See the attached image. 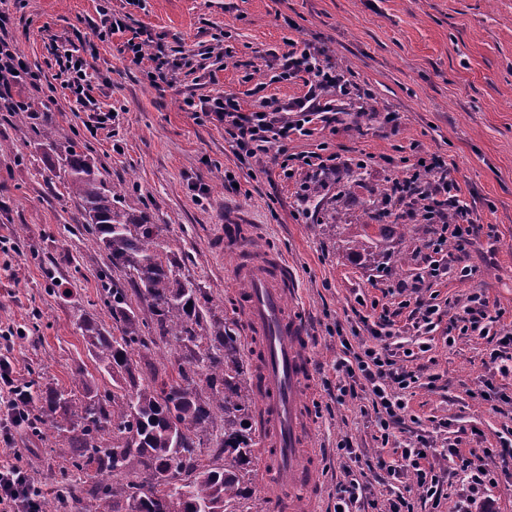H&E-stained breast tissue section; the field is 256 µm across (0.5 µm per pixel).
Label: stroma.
Listing matches in <instances>:
<instances>
[{
	"label": "stroma",
	"mask_w": 512,
	"mask_h": 512,
	"mask_svg": "<svg viewBox=\"0 0 512 512\" xmlns=\"http://www.w3.org/2000/svg\"><path fill=\"white\" fill-rule=\"evenodd\" d=\"M103 5L128 16L131 27L164 35L172 50L189 52L191 65L174 86L152 87L143 64L120 52L121 35L98 38ZM0 11L10 16L18 50L48 77L57 71L53 47L73 48L81 35L92 39L87 71L98 100L116 111L112 125L99 130L66 90L22 84L14 96L28 106L24 117L0 112V236L15 246L0 253V323L25 330L13 351L23 383L70 390L82 374L95 387L112 385L79 329L85 315L109 323L98 276L112 267L95 235L75 230L79 201L41 145L48 125L121 188L126 209L167 225V246L215 301H235L237 257L224 250L225 213L247 215L253 242L287 255L297 279L293 300L312 330L308 357L318 402L310 440L320 454L313 512H326L336 499L343 465L337 444L351 439L360 455L377 447L362 400L339 402L326 390L339 381L336 332L351 330L344 313L357 297L383 300L395 311V289L417 286L423 297L458 311L481 290L504 322L512 321V0H141L137 7L126 0H0ZM292 41L323 49L345 80L374 97H346L335 129L288 140L292 153L337 155L336 169L287 176L266 157L245 168L223 125L185 111L183 99L233 93L247 107L259 83L264 95L283 102L303 96V80L278 77ZM386 112L398 114V133L380 123ZM427 154L450 164L463 202L485 227L465 251L453 252L451 271L437 279L426 275L434 227L412 205H397L395 224L383 233L368 226L365 213ZM228 172L239 190L229 189ZM359 239L363 251L351 252ZM463 266L472 269L465 279L456 273ZM447 334L440 324L432 350L415 362L420 379L409 429L437 449L455 442L497 447L512 429V381L485 366L484 339L449 346ZM486 380L498 394L485 401L475 393ZM442 421L448 429H439ZM461 424L478 427L480 436L456 439ZM15 446L44 497H56L52 438L27 428Z\"/></svg>",
	"instance_id": "1"
}]
</instances>
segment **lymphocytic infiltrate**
<instances>
[{
  "instance_id": "f902f5d3",
  "label": "lymphocytic infiltrate",
  "mask_w": 512,
  "mask_h": 512,
  "mask_svg": "<svg viewBox=\"0 0 512 512\" xmlns=\"http://www.w3.org/2000/svg\"><path fill=\"white\" fill-rule=\"evenodd\" d=\"M7 24V16L0 13V108L11 111L18 107L11 95L12 87L22 83L41 85L42 74L32 69L15 47ZM101 24L104 34L125 35L124 48L134 57L148 58L145 78L154 87L174 85L188 64L187 57L169 53L163 42L144 37L139 30L129 31L123 18L106 14ZM283 67L285 77H305L308 90L304 96L285 103L265 97L247 111L236 96L227 94L211 99L205 108L210 120L223 124L224 136L241 164L252 165L269 154L282 170H289L298 160L284 146L290 135L308 136L313 125L332 128L340 121L338 98L347 95L348 90L323 52L291 48ZM59 73L62 88L69 90L84 111L94 113L98 126H107L113 113L103 110L95 96L84 59L66 55L59 63ZM460 193L447 165L437 158L413 164L405 176L389 186V204L416 202L419 216L434 227L430 248L435 258L429 263V277L447 274L448 267L441 264L439 256L449 244L465 247L482 230L468 207L461 205ZM401 305L408 308L417 335L414 347L402 350L392 345L393 323L384 313L374 321L361 317L363 335L357 342L345 337L340 340L336 371L341 381L337 390L343 398L368 395L379 447L364 458V472L344 468L337 484L336 503L342 512H442L448 498L444 489L448 473L440 463L451 458L463 475L456 512H495L491 490L503 475L512 473V442L505 440L500 447L484 449L485 461L478 465L459 448H446L440 455H433L425 435L407 443L394 441L393 436L405 428L408 397L418 382L407 363L417 353L431 351L427 337L440 323H447L451 334L446 341L451 345L460 335L474 333L487 338L491 344L488 363L504 378L512 377V325L504 324L501 309L491 307L480 291L470 294L462 312L446 318L438 305L420 295L402 300ZM18 375L13 359L0 354V444L6 446L12 445L16 434L30 423L26 409L29 392ZM374 482L382 485L384 499L372 498L370 485ZM40 510L27 466L18 459L0 460V512Z\"/></svg>"
}]
</instances>
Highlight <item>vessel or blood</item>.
<instances>
[{
    "label": "vessel or blood",
    "mask_w": 512,
    "mask_h": 512,
    "mask_svg": "<svg viewBox=\"0 0 512 512\" xmlns=\"http://www.w3.org/2000/svg\"><path fill=\"white\" fill-rule=\"evenodd\" d=\"M266 257L269 269L258 267L243 274L246 326L260 338V391L274 432V448L258 464L288 478L303 471L302 426L312 410L306 400L311 331L303 309L286 306L297 287L292 266L278 251L267 250Z\"/></svg>",
    "instance_id": "b4317fda"
}]
</instances>
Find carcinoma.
<instances>
[{
  "instance_id": "1",
  "label": "carcinoma",
  "mask_w": 512,
  "mask_h": 512,
  "mask_svg": "<svg viewBox=\"0 0 512 512\" xmlns=\"http://www.w3.org/2000/svg\"><path fill=\"white\" fill-rule=\"evenodd\" d=\"M44 139L128 287L101 279L112 328L80 322L92 358L112 371V390L102 394L83 379L79 395L39 385L29 400L32 424L66 445L61 477L83 475L64 482L57 503L41 504L42 512H66L84 497L96 501L94 512H120V501L127 512H252L253 433L265 420L234 322L164 244L162 227L119 206L117 190L80 146L58 142L50 130ZM171 342L179 354L170 364L148 359ZM207 442L205 460L199 448Z\"/></svg>"
}]
</instances>
